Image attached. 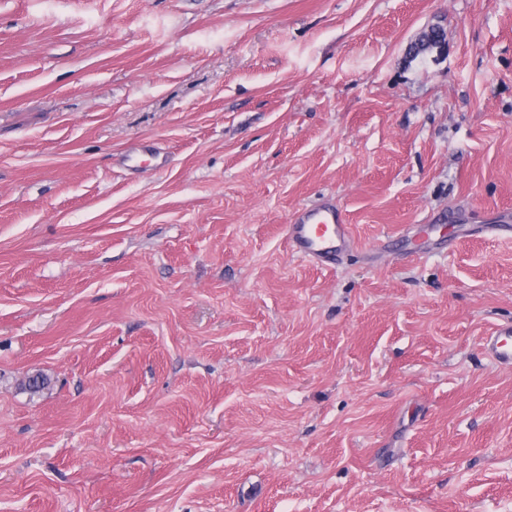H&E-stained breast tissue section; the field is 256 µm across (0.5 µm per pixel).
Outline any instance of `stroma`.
<instances>
[{
    "label": "stroma",
    "instance_id": "35a3bbf8",
    "mask_svg": "<svg viewBox=\"0 0 512 512\" xmlns=\"http://www.w3.org/2000/svg\"><path fill=\"white\" fill-rule=\"evenodd\" d=\"M509 324L512 0H0V512H512ZM286 232L294 254L321 264H334L337 253L351 243L343 210L329 201L298 210ZM486 353L501 367L512 368V327L495 329L484 337Z\"/></svg>",
    "mask_w": 512,
    "mask_h": 512
}]
</instances>
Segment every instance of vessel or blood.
<instances>
[{
  "label": "vessel or blood",
  "mask_w": 512,
  "mask_h": 512,
  "mask_svg": "<svg viewBox=\"0 0 512 512\" xmlns=\"http://www.w3.org/2000/svg\"><path fill=\"white\" fill-rule=\"evenodd\" d=\"M286 232L294 254L322 264L335 263L338 252L351 242L343 210L329 201L298 210ZM484 348L499 366L511 369L512 327L485 336Z\"/></svg>",
  "instance_id": "obj_1"
}]
</instances>
